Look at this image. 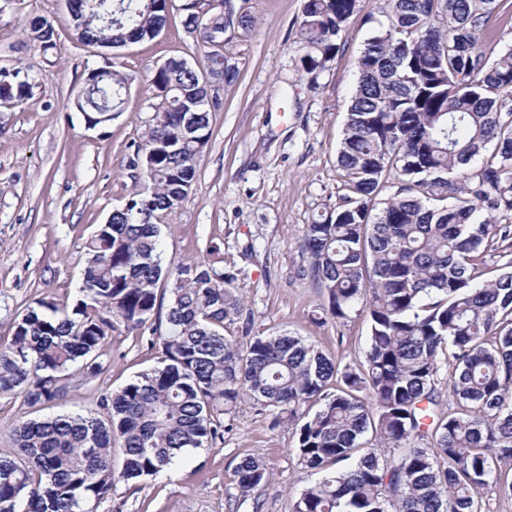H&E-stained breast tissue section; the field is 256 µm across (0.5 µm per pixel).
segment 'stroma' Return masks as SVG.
<instances>
[{"instance_id": "stroma-1", "label": "stroma", "mask_w": 512, "mask_h": 512, "mask_svg": "<svg viewBox=\"0 0 512 512\" xmlns=\"http://www.w3.org/2000/svg\"><path fill=\"white\" fill-rule=\"evenodd\" d=\"M243 7L255 24L224 43L238 76L221 87L220 104L209 112L212 136L188 197L160 220L164 259L198 260L233 275L244 308L225 319V335L288 331L339 367L351 366L366 347L368 321L357 312L344 320L327 314L328 294L309 272L302 236L345 192L336 155L355 60L368 35L386 24V2L360 0L341 33V50L316 75L300 63L303 0H245ZM35 16L53 24L56 50L45 53L26 41L24 21ZM101 53L76 39L67 0H12L0 13V69L28 68L38 76L23 104L0 106L2 337L26 306L77 293L84 246L96 225L145 191L130 161L154 115L150 72L172 57L204 62L179 9H171L154 39L112 50L113 63L129 78L128 94L117 118L91 128L74 101ZM111 350L103 375H71L67 394L52 405L0 399V444L20 418L87 412L155 362L153 352L126 334L113 335ZM270 422V415L242 403L214 447L192 452L147 494L116 485L98 512H290L303 487L294 431ZM249 454L262 456L271 471L256 503L242 499L234 481L237 463ZM146 496L151 506L144 511Z\"/></svg>"}]
</instances>
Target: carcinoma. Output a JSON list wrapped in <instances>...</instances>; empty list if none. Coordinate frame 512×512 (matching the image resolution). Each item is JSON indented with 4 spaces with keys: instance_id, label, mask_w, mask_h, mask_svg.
Instances as JSON below:
<instances>
[{
    "instance_id": "cac0c4a2",
    "label": "carcinoma",
    "mask_w": 512,
    "mask_h": 512,
    "mask_svg": "<svg viewBox=\"0 0 512 512\" xmlns=\"http://www.w3.org/2000/svg\"><path fill=\"white\" fill-rule=\"evenodd\" d=\"M386 2L387 25L356 60L336 156L347 193L303 238L329 313L343 320L359 307L368 319L363 360L341 371L288 332L226 336L224 320L241 311L224 286L233 277L196 260L163 267L156 220L185 200L210 139L209 110L197 108L203 74L170 58L149 75L155 116L131 159L153 191L97 225L78 298L41 299L16 316L0 339V398L55 402L72 368L104 372L122 330L158 349L157 361L93 411L17 423L0 451V512H97L119 482L139 493L223 438L224 417L242 401L295 430L305 486L291 512H494L485 490L512 497L499 467L512 459V262L476 282L488 242L512 240V226L496 220L512 213V106L500 99L512 90V46L496 59L481 50L496 38L489 19L499 0ZM172 3L69 0V9L78 40L111 49L156 37ZM206 6L184 7V27L214 72L224 48L198 29ZM358 10L359 0H304L297 36L307 72L336 55ZM24 31L43 52L57 49L47 19ZM92 70L78 111H122L127 75L106 55ZM34 81L1 70L0 100L22 103ZM190 115L196 135L181 140ZM388 179L398 191L379 207ZM443 362L448 414L436 384ZM234 476L240 497L260 508L263 457H243Z\"/></svg>"
}]
</instances>
